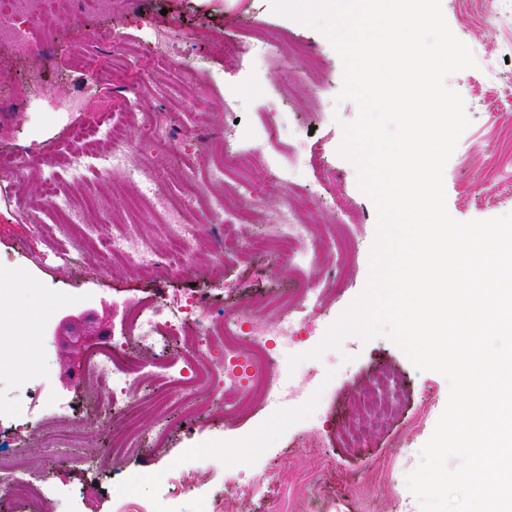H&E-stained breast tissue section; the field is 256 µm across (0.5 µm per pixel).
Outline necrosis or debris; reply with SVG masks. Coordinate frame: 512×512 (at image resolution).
<instances>
[{"mask_svg": "<svg viewBox=\"0 0 512 512\" xmlns=\"http://www.w3.org/2000/svg\"><path fill=\"white\" fill-rule=\"evenodd\" d=\"M111 6L112 0H0V42L26 54L36 47L33 28H40L44 38H51L59 13L85 7L102 11ZM235 134L234 128H226L223 140L208 145L207 171L185 165L180 196L166 194L156 171L149 167L139 169L137 177L128 179L133 202L147 207L161 221L165 246L159 252L130 225H113L107 235L100 225L85 221V205L95 202V183L112 180L132 166L134 138L113 123L111 111L97 113L93 123L74 128L69 135L71 148L64 156H57L50 149L33 165L0 155V180H20L33 167L43 173L42 194L29 198L24 210L62 217V223L70 230L65 243L43 257L46 265L70 262L75 253L91 248L103 271L119 260L146 271L159 268L180 274L199 257L201 227L190 219L197 210L224 215L221 232L208 250L209 259L217 264L229 252L247 258L270 249L275 253L278 269L293 276L304 266L338 254L348 260L354 258L357 226L341 231L332 225L317 228L304 223L286 203L265 220L260 235L240 234L239 226L251 218L252 207L244 201L227 206L223 195L213 191L215 184L233 178L239 168L238 158L223 151L224 139ZM308 301L303 290L287 297L252 298L237 303L223 320L217 321L207 314L206 303L199 294L163 301L136 297L124 300L120 337L97 348L85 366L87 379L122 425L121 433L112 437L113 457L148 443L161 447L172 430L171 410H180L186 418L193 416L202 390L218 391L225 414L241 415L251 410L254 401L267 396L286 374L278 366L274 344L295 340L301 332L315 329V320L300 316ZM265 307L279 309V319L272 322L263 318L261 310ZM145 380L153 382L162 393L167 389L176 393L172 400L162 395L154 399L155 427L147 438L136 426L144 403L138 386ZM23 472L19 463L0 459V489L10 498L26 502L32 512H51L41 485L24 477Z\"/></svg>", "mask_w": 512, "mask_h": 512, "instance_id": "necrosis-or-debris-1", "label": "necrosis or debris"}]
</instances>
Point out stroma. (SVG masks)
I'll use <instances>...</instances> for the list:
<instances>
[{
    "label": "stroma",
    "instance_id": "35a3bbf8",
    "mask_svg": "<svg viewBox=\"0 0 512 512\" xmlns=\"http://www.w3.org/2000/svg\"><path fill=\"white\" fill-rule=\"evenodd\" d=\"M441 2L450 29L477 62L446 80L451 88L465 78L473 85L471 124L444 171L447 210L458 221L490 219L512 212V0H495L490 10L484 0ZM255 26L273 37L263 61L245 46L246 32ZM101 28L126 32L124 50L90 39ZM154 28L177 40L182 60L201 62L205 101L196 112L184 111L174 97L178 72L154 48ZM90 59L104 75L94 87L82 79L81 67ZM133 78L151 88L140 98V112L172 133L160 149L136 141L142 165L176 169L186 159L205 165L208 141L234 126L239 136L226 142L227 150L299 169L295 183L255 193L259 213H272L286 201L312 224L359 225L355 261L336 275L327 265L305 267L291 283L320 298L321 321L312 336L280 350L279 361L312 350L363 292L377 229L376 206L358 187L357 167L339 153L343 124L358 116L353 102L337 99L343 85L339 55L318 30L272 12L269 0H236L231 7L224 0H113L105 13L59 16L51 44L32 54L0 45V87H19L45 101L39 111L0 123V153L36 158L46 147L66 148L70 128L91 123L108 106L113 119L127 122L118 104ZM272 100L285 113L275 147L261 121ZM41 188L30 175L0 185V279L10 288L0 295V348L13 355L0 365V385H12L15 372L26 368L38 373L43 389L69 395L83 408L90 390L87 355L111 339L119 323L112 308L128 296L161 300L204 292L209 314L220 319L233 302L280 286L269 272L270 257L260 254L227 257L220 285L206 262L176 277L147 276L132 266L102 273L93 255L79 253L72 264L44 269L36 259L52 241L39 220L17 215L18 194L32 197ZM70 312L81 313V320L59 327ZM58 327L65 336L87 337V344L66 347L53 336ZM382 363L411 390L399 423L405 440L382 432L357 447H338V417L347 397L369 387ZM292 380L309 401H285L276 410L262 402L246 416L217 410L175 423L165 447L146 449L119 466L108 452L113 425L100 412L85 416V436L95 450L90 460L58 454L37 431L21 446L8 436L0 442L5 453H22L27 475L44 478L53 512H421L405 477L417 467L419 451L445 409L447 379L417 370L388 337L352 336L340 349L302 362ZM314 430L321 438L317 447L309 439Z\"/></svg>",
    "mask_w": 512,
    "mask_h": 512
}]
</instances>
